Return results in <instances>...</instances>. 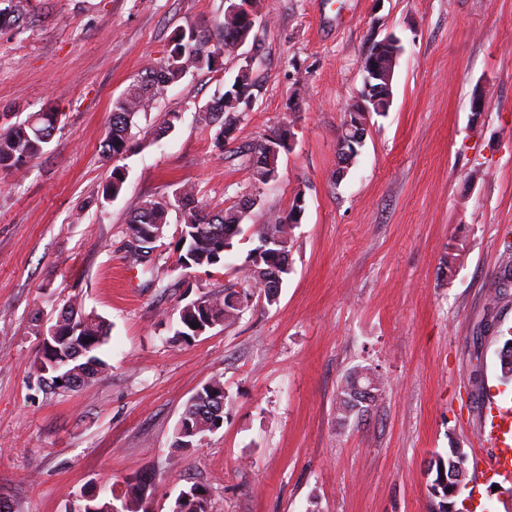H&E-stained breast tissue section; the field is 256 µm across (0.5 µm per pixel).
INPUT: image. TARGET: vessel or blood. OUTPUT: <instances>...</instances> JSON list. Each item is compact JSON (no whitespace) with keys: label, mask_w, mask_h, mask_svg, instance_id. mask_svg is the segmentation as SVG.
<instances>
[{"label":"vessel or blood","mask_w":512,"mask_h":512,"mask_svg":"<svg viewBox=\"0 0 512 512\" xmlns=\"http://www.w3.org/2000/svg\"><path fill=\"white\" fill-rule=\"evenodd\" d=\"M480 442L495 450L493 460H486L480 454L474 459L483 479L512 481V407L488 404Z\"/></svg>","instance_id":"obj_1"}]
</instances>
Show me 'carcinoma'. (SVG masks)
I'll list each match as a JSON object with an SVG mask.
<instances>
[{
    "mask_svg": "<svg viewBox=\"0 0 512 512\" xmlns=\"http://www.w3.org/2000/svg\"><path fill=\"white\" fill-rule=\"evenodd\" d=\"M257 0H228L223 20L215 31L207 29H181L171 38L166 57L149 63L125 91L112 101V111L101 152L106 158H121L132 149V128L141 114L152 110L157 97L169 86L180 82L191 70L210 72L223 66L224 49L240 38H256L254 27L246 21L240 7L248 6L255 16ZM253 69L241 68L224 94L206 105L201 112V123L215 130L214 142L224 150L225 136L240 122L242 111L255 100ZM58 125V112L51 106L34 112L22 122L0 128V171H18L37 159L50 142ZM288 150V130L277 128L263 137L246 153L240 155L242 164L250 171L257 185H265L278 176L280 154ZM126 177L122 167L112 169L110 180L102 188L105 201L116 198L122 191ZM179 215L177 263L185 268L218 267L224 265L226 250L233 244L224 239L233 238L248 217L250 209L235 203L216 212L206 210L198 198L196 186L184 184L173 196L148 197L130 213L127 224L129 237L138 241L134 246L136 262L151 273L160 270L161 255L154 253L156 246L148 244L142 252V243L153 235L165 236L170 212ZM304 211V196L297 192L288 214L269 213L264 223L257 225L255 234L264 244L260 260L243 267L245 286L226 287L217 295H205L180 309V329L175 336L190 342L217 328L232 325L246 308L238 305L234 297L247 300L264 296L265 302H277L276 288L271 278L272 268L289 254L293 232ZM512 288V250L503 254L499 266V287L488 295L489 306L497 308L506 289ZM197 327H191V324ZM59 336L69 340L61 348L42 345L33 362L37 381L53 391H80L95 380L108 374L111 365L101 357L100 350L108 342L110 324L98 314L84 309L78 296L69 297L54 322ZM500 351L501 379L512 383V330ZM63 383H58V380ZM383 378L364 368L346 381L337 391L336 409L344 417L368 411L381 391ZM224 383L214 377L204 383L191 397L183 416L191 427L175 433V445L187 449L196 440L224 424ZM468 459L461 448H452L447 457L440 455L429 461V470L435 478L429 485L431 499L436 501L435 512H450L448 488L441 485L440 469H454L459 459ZM157 485L144 474H135L123 480L119 493L106 494L94 488L81 494L84 512H152L153 494ZM174 512H209L208 490L194 484L180 491L175 499Z\"/></svg>",
    "mask_w": 512,
    "mask_h": 512,
    "instance_id": "cac0c4a2",
    "label": "carcinoma"
}]
</instances>
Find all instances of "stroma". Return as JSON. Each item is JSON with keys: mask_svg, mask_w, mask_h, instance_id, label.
<instances>
[{"mask_svg": "<svg viewBox=\"0 0 512 512\" xmlns=\"http://www.w3.org/2000/svg\"><path fill=\"white\" fill-rule=\"evenodd\" d=\"M225 0H32L21 27H0V115L51 106L61 121L45 154L0 188V498L12 512H66L88 484L153 471L154 512L195 483L209 512H431L428 462L472 451L499 381L512 288L488 306L512 247V0H260L254 105L223 149L199 111L241 63L194 71L140 117L121 194L104 201L112 101L177 29H211ZM401 40L392 104L375 115L356 164L336 180L343 109L361 63L387 34ZM482 97L484 110L473 114ZM174 129L154 139L166 113ZM294 144L279 176L255 185L236 157L274 128ZM219 210L256 204L222 266L177 265L170 291L145 287L129 257L127 219L183 183ZM303 192L278 300L231 327L184 342L178 309L241 286L267 211ZM112 324L106 377L79 392L33 383L39 338L64 300ZM385 382L360 417L336 412L355 369ZM227 396L224 424L188 452L174 432L210 378ZM504 512L512 484L469 469L456 512Z\"/></svg>", "mask_w": 512, "mask_h": 512, "instance_id": "35a3bbf8", "label": "stroma"}]
</instances>
